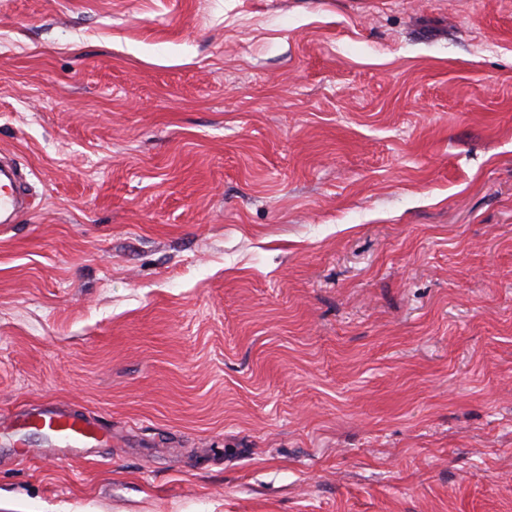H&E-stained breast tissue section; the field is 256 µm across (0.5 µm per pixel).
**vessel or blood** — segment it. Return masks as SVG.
Segmentation results:
<instances>
[{"label":"vessel or blood","instance_id":"1","mask_svg":"<svg viewBox=\"0 0 512 512\" xmlns=\"http://www.w3.org/2000/svg\"><path fill=\"white\" fill-rule=\"evenodd\" d=\"M22 176L9 172L0 176V223L15 224L26 214L31 204L21 198ZM14 424L23 428L41 429L55 435L70 452L83 448L108 446L112 443V432L98 420L72 409L33 410L19 409L13 416Z\"/></svg>","mask_w":512,"mask_h":512}]
</instances>
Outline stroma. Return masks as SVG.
<instances>
[{
  "instance_id": "35a3bbf8",
  "label": "stroma",
  "mask_w": 512,
  "mask_h": 512,
  "mask_svg": "<svg viewBox=\"0 0 512 512\" xmlns=\"http://www.w3.org/2000/svg\"><path fill=\"white\" fill-rule=\"evenodd\" d=\"M0 512H512V0H0ZM4 179L2 161L0 164V223L17 224L31 208V201L21 198L22 175L15 170L6 173ZM11 422L38 433H52L72 454L81 448L108 446L112 443L110 429L98 420L72 409L38 411L20 408L11 418Z\"/></svg>"
}]
</instances>
